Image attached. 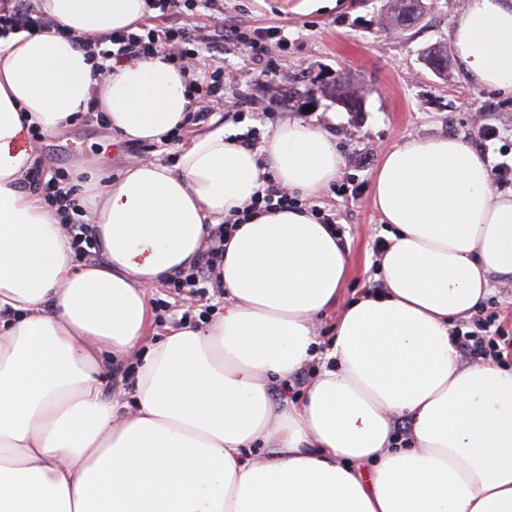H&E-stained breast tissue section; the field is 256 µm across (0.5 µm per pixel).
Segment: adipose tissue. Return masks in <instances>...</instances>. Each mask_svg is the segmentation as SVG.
Here are the masks:
<instances>
[{
	"mask_svg": "<svg viewBox=\"0 0 512 512\" xmlns=\"http://www.w3.org/2000/svg\"><path fill=\"white\" fill-rule=\"evenodd\" d=\"M39 6L51 28L0 38V512H512V367L461 366L449 335L512 281V194L492 190L489 159L453 136L382 156L381 290L341 305L351 260L333 233L264 212L226 248L223 314L146 344L147 288L193 265L207 225L250 205L268 175L316 196L343 158L291 119L260 155L219 126L173 168L143 160L103 187L74 171L101 250L76 266L28 183V132L60 133L92 105L120 140L162 143L190 98L163 55L100 74L73 41L141 32L145 0ZM450 36L473 87L512 95V0H467ZM337 305L318 352L316 322ZM141 345L123 412L100 374ZM318 358L304 403L276 401L273 382ZM257 444L267 454L253 461Z\"/></svg>",
	"mask_w": 512,
	"mask_h": 512,
	"instance_id": "obj_1",
	"label": "adipose tissue"
}]
</instances>
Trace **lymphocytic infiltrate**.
Listing matches in <instances>:
<instances>
[{
    "label": "lymphocytic infiltrate",
    "mask_w": 512,
    "mask_h": 512,
    "mask_svg": "<svg viewBox=\"0 0 512 512\" xmlns=\"http://www.w3.org/2000/svg\"><path fill=\"white\" fill-rule=\"evenodd\" d=\"M215 0H146L148 9L156 16L153 25L144 27L142 33H115L110 35L111 49H104L100 41L86 42L78 39L79 47L96 51L102 59L137 58L155 53L164 54L177 62L183 70L194 66L201 50L210 45L229 44L236 49L246 51L252 59L261 61L269 54V43L278 40L287 43L288 38L278 27L267 29L242 30L239 25L224 22L223 18L213 17L206 26H186L175 24V17L187 16L188 12L200 7H210ZM47 18L36 8L31 0H0V34L20 30H41L48 27ZM192 117L196 120L206 118L213 105L224 101V69L215 67L206 79L189 83ZM31 180L40 191L50 208L61 214L76 259L92 262L99 258L96 229L81 217L72 213L74 204L69 193L63 191L58 177L43 178L41 172H33ZM307 209L318 223L332 227L336 235L344 230L336 221L335 214L318 209L316 206H304L298 197L284 192L273 179H266L261 190L245 210L237 211L220 223L209 226L208 241L198 261L192 267L179 272L169 286L178 300L192 298L207 299L209 294L223 295L224 287L219 271L224 262V249L236 227L247 223L262 212ZM496 314H484L476 311L467 326H454L452 340L461 357L465 360L499 362L512 357V339L502 336L496 327Z\"/></svg>",
    "instance_id": "f902f5d3"
}]
</instances>
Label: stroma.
<instances>
[{
    "mask_svg": "<svg viewBox=\"0 0 512 512\" xmlns=\"http://www.w3.org/2000/svg\"><path fill=\"white\" fill-rule=\"evenodd\" d=\"M421 3L419 19L398 28L387 21L388 0H221L220 10L243 25L285 27L288 45L273 46L271 77L261 76V64L240 51L223 47L203 52L206 69L221 66L236 73L252 102H281L275 122L249 116L238 124L225 123V131L258 128L259 152L276 122L291 117L317 125L333 138L344 165L335 185L312 203L335 212L346 228L345 248L352 261L343 289L347 302L374 278L373 242L385 227L373 207L371 183L383 153L409 137L453 135L472 145L483 123L500 130L490 144L493 162L512 150V97L475 89L456 60L437 72L423 59L432 47L451 50L449 32L467 0ZM346 92L356 97V110L344 105ZM211 127L208 120L189 123L180 140L169 144L128 143L113 136L104 117L83 112L60 134L42 136L35 149L45 169L66 178L80 169L103 186L143 159L176 166L182 141Z\"/></svg>",
    "mask_w": 512,
    "mask_h": 512,
    "instance_id": "1",
    "label": "stroma"
}]
</instances>
